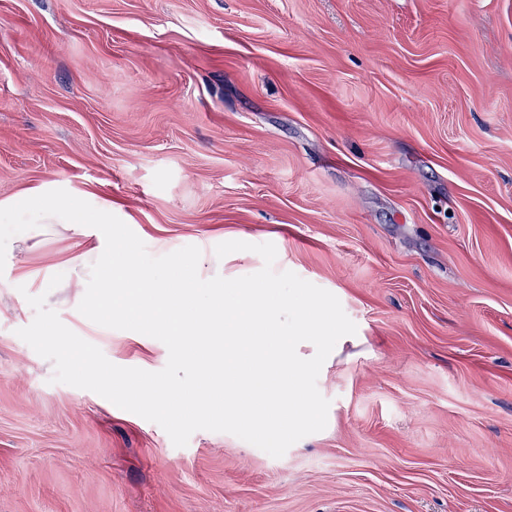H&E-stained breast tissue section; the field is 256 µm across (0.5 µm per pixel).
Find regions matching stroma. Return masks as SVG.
Returning a JSON list of instances; mask_svg holds the SVG:
<instances>
[{
  "label": "stroma",
  "mask_w": 512,
  "mask_h": 512,
  "mask_svg": "<svg viewBox=\"0 0 512 512\" xmlns=\"http://www.w3.org/2000/svg\"><path fill=\"white\" fill-rule=\"evenodd\" d=\"M64 189L201 278L263 266L356 324L326 428L274 458L53 382L46 305L122 367L159 340L77 310L100 231L0 273V512H512V0H0V207ZM63 274L56 288L52 276Z\"/></svg>",
  "instance_id": "obj_1"
}]
</instances>
